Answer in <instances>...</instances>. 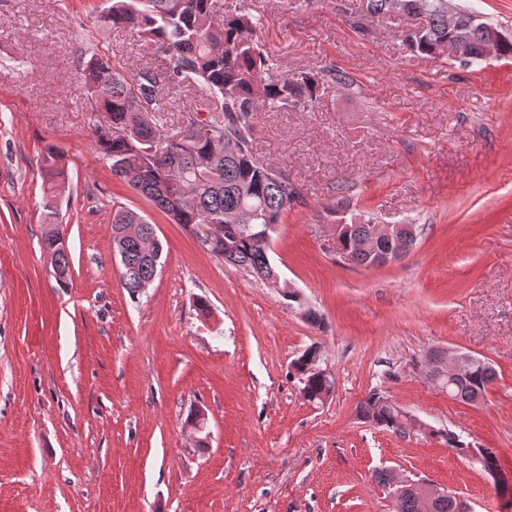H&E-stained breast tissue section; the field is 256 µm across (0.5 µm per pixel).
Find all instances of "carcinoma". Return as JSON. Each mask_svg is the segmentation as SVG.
Instances as JSON below:
<instances>
[{
	"instance_id": "obj_1",
	"label": "carcinoma",
	"mask_w": 512,
	"mask_h": 512,
	"mask_svg": "<svg viewBox=\"0 0 512 512\" xmlns=\"http://www.w3.org/2000/svg\"><path fill=\"white\" fill-rule=\"evenodd\" d=\"M364 2L369 15H405L418 20L402 33L412 51L436 58L445 50L452 62H482L483 31L471 11L462 8L457 15V25L468 36L457 57L448 31V0ZM98 23L134 31L139 47L154 55V60L130 75L106 57L94 54L86 61L82 77L92 111L103 112L109 119L106 128L92 125L95 149L107 160L113 175L172 221L187 226L200 246L224 267L263 282L271 280L277 270L269 258L265 231L280 223L285 211L300 202L302 193L287 171L257 155L254 116L266 108L326 98L336 84L346 82V76L333 69L293 76L281 71L259 40L261 17L227 11L218 18L214 0H111L98 14ZM161 76L174 87L205 89L211 120L184 129L160 124L165 111L158 96ZM115 129L121 134L113 135ZM188 138L196 139L193 154L183 152L182 144ZM157 142L164 143L166 152L154 150ZM201 160L212 163L216 170L213 178L198 179L196 167ZM41 174L49 199L65 192L68 181L52 146L42 155ZM128 224L140 225L136 237L124 235ZM153 231L154 225L141 222L138 212L124 206L113 209L112 246L116 255H127L119 272L132 299L158 275L145 247ZM62 238L56 224L48 225L43 234L45 248L57 254L61 267L57 286L67 288L71 272ZM340 244L353 262L365 266L376 265L378 254L391 246L374 235L369 223L347 225ZM316 356L317 350L308 349L292 367L303 383L302 396L320 403L331 395L333 381L306 370ZM497 376L492 364L480 358L469 374L447 388L451 398L472 404L484 397ZM399 411V406L377 390L370 391L357 409L361 418L395 431L401 430ZM429 433L459 454L478 455L484 470L495 476L498 459L494 451L474 448L450 431L431 429ZM394 502V512H420L411 492L394 493Z\"/></svg>"
}]
</instances>
